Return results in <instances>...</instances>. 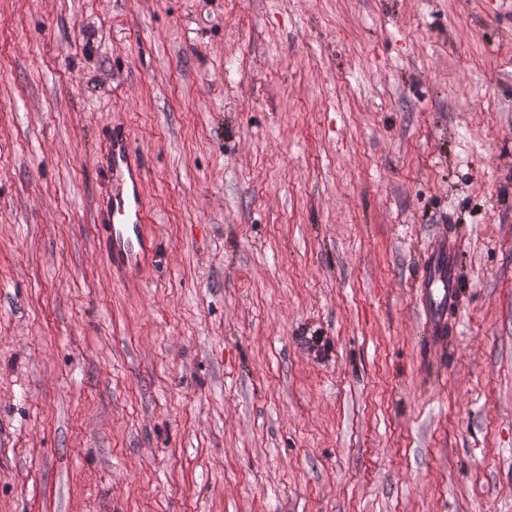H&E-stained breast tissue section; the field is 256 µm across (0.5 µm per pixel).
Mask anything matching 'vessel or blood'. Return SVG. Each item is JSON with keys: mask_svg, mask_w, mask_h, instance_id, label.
<instances>
[{"mask_svg": "<svg viewBox=\"0 0 512 512\" xmlns=\"http://www.w3.org/2000/svg\"><path fill=\"white\" fill-rule=\"evenodd\" d=\"M97 163L107 176L108 187L95 202V247L107 259L113 279L130 284L155 262L160 244L153 231L154 215L141 195L142 164L129 133L115 128L107 131ZM457 251L454 237L433 238L419 281L423 328L440 345L450 339L451 316L461 298Z\"/></svg>", "mask_w": 512, "mask_h": 512, "instance_id": "b4317fda", "label": "vessel or blood"}]
</instances>
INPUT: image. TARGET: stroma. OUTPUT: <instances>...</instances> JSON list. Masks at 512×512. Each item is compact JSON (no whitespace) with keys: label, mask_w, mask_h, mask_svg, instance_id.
Returning <instances> with one entry per match:
<instances>
[{"label":"stroma","mask_w":512,"mask_h":512,"mask_svg":"<svg viewBox=\"0 0 512 512\" xmlns=\"http://www.w3.org/2000/svg\"><path fill=\"white\" fill-rule=\"evenodd\" d=\"M0 512H512V0H0ZM97 163L108 188L95 202V247L107 259L114 280L137 282L156 261L160 244L153 231L154 214L141 195L142 164L130 134L107 131ZM457 240L446 234L433 238L423 260L419 281L423 328L438 345H446L452 334L451 315L457 310L461 289L457 277Z\"/></svg>","instance_id":"obj_1"}]
</instances>
